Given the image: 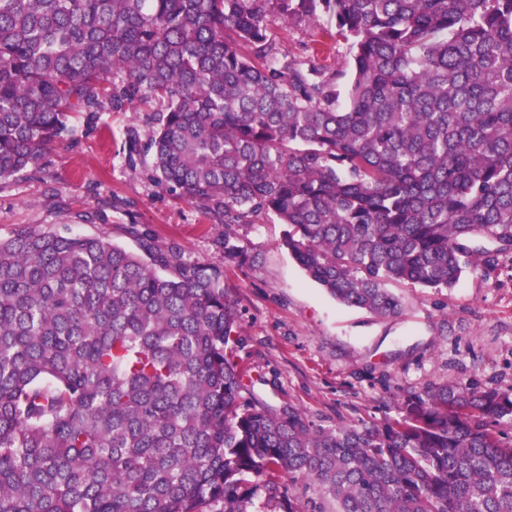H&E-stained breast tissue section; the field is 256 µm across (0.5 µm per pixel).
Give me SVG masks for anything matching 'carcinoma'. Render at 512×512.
Returning <instances> with one entry per match:
<instances>
[{
  "label": "carcinoma",
  "mask_w": 512,
  "mask_h": 512,
  "mask_svg": "<svg viewBox=\"0 0 512 512\" xmlns=\"http://www.w3.org/2000/svg\"><path fill=\"white\" fill-rule=\"evenodd\" d=\"M342 41V87L273 51ZM158 181L207 214L217 265L127 224L0 238V512H512V391L445 382L380 425L253 393L224 266L261 215L338 303L401 314L512 260V0H0V181L70 118L150 107ZM274 35L277 51L296 58L309 57L317 41L322 40L317 27L297 18L289 19L288 22H278Z\"/></svg>",
  "instance_id": "1"
}]
</instances>
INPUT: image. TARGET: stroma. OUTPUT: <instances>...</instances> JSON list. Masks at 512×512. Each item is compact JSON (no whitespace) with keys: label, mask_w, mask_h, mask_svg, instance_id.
<instances>
[{"label":"stroma","mask_w":512,"mask_h":512,"mask_svg":"<svg viewBox=\"0 0 512 512\" xmlns=\"http://www.w3.org/2000/svg\"><path fill=\"white\" fill-rule=\"evenodd\" d=\"M278 52L306 58L321 35L302 19L277 23ZM148 134L143 111L102 112L96 123L72 117L70 131L39 168L0 181V237L20 224L104 234L125 243L124 225H149L159 241L219 263L213 224L195 205L158 183L147 157L128 158L129 127ZM120 209H113V200ZM283 227L261 217L243 232L251 267L226 268L224 291L239 317V367L262 375L255 392L303 410L324 427L397 417L402 398L458 382L512 390V262L466 271L434 292L391 284L399 316L383 318L337 303L281 248Z\"/></svg>","instance_id":"obj_1"}]
</instances>
